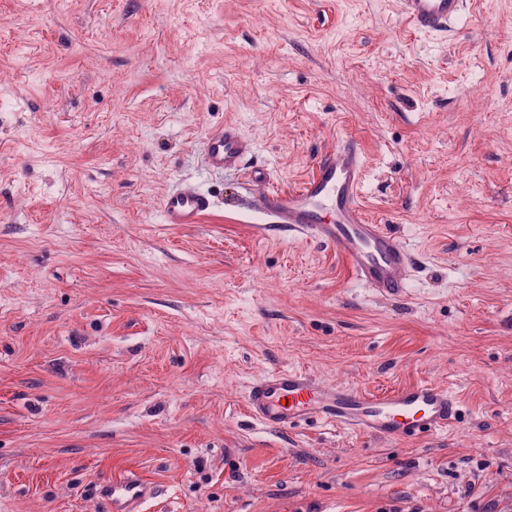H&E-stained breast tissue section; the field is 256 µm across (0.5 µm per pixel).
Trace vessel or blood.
<instances>
[{
    "label": "vessel or blood",
    "mask_w": 512,
    "mask_h": 512,
    "mask_svg": "<svg viewBox=\"0 0 512 512\" xmlns=\"http://www.w3.org/2000/svg\"><path fill=\"white\" fill-rule=\"evenodd\" d=\"M399 2L405 20L422 33L452 27L466 6V0ZM252 153V140L234 124L210 131L203 141L207 168L243 175L257 186L260 207L278 227L342 250L355 280L365 287L389 295L406 288L413 264L410 250L386 226L371 223L360 203L365 157L358 140L337 139L294 190L273 186L264 169L247 168ZM214 207L209 193L177 186L163 196L161 215L171 225L198 224ZM246 408L269 429L285 430L315 417L381 439H407L447 429L459 401L449 389L426 383L375 396L281 367L250 383ZM154 494V486L135 474L112 480L104 489L109 512H140L141 504Z\"/></svg>",
    "instance_id": "b4317fda"
}]
</instances>
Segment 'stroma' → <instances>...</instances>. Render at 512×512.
Masks as SVG:
<instances>
[{"label": "stroma", "mask_w": 512, "mask_h": 512, "mask_svg": "<svg viewBox=\"0 0 512 512\" xmlns=\"http://www.w3.org/2000/svg\"><path fill=\"white\" fill-rule=\"evenodd\" d=\"M226 123L288 189L357 139L405 292L266 231L202 164ZM179 183L219 208L162 223ZM285 366L460 413L266 429L246 391ZM131 470L142 512H512V0L434 33L398 0H0V512H106ZM154 494V486L136 474L112 479L104 489L109 512H140L141 504Z\"/></svg>", "instance_id": "35a3bbf8"}]
</instances>
